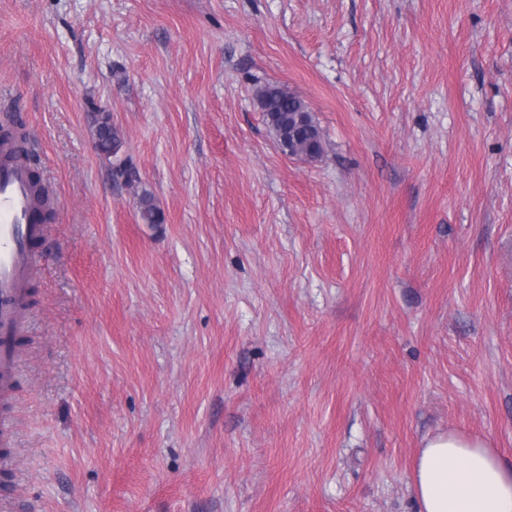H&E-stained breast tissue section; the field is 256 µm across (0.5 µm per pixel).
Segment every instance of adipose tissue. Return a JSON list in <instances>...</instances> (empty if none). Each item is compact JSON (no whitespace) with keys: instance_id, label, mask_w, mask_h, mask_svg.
<instances>
[{"instance_id":"1","label":"adipose tissue","mask_w":512,"mask_h":512,"mask_svg":"<svg viewBox=\"0 0 512 512\" xmlns=\"http://www.w3.org/2000/svg\"><path fill=\"white\" fill-rule=\"evenodd\" d=\"M418 512H512V464L457 431L423 440L414 462Z\"/></svg>"}]
</instances>
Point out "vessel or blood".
<instances>
[{"label": "vessel or blood", "mask_w": 512, "mask_h": 512, "mask_svg": "<svg viewBox=\"0 0 512 512\" xmlns=\"http://www.w3.org/2000/svg\"><path fill=\"white\" fill-rule=\"evenodd\" d=\"M35 202L27 166L13 161L9 144H0V389H8L17 355L14 336L26 328L21 311L27 282L38 259L30 249L43 237L44 225Z\"/></svg>", "instance_id": "vessel-or-blood-1"}]
</instances>
